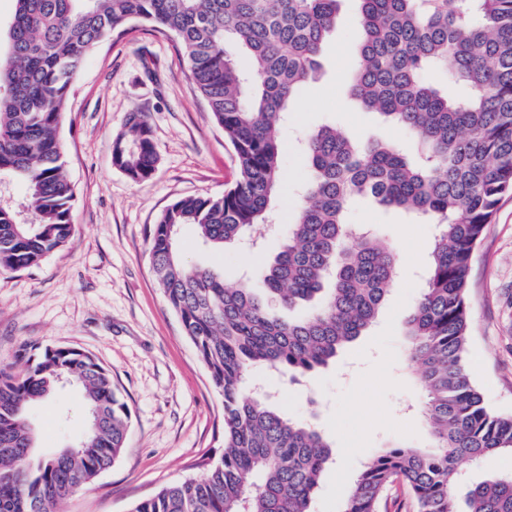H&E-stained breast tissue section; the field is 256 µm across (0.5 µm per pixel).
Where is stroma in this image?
I'll return each mask as SVG.
<instances>
[{"mask_svg":"<svg viewBox=\"0 0 512 512\" xmlns=\"http://www.w3.org/2000/svg\"><path fill=\"white\" fill-rule=\"evenodd\" d=\"M359 11L360 0H340L323 50L324 73L302 88L280 129L283 189L261 246L243 239L218 252L194 226L179 232L184 261L221 266L226 286L246 281L263 294L256 271L280 250L295 219L310 179L305 145L312 131L332 123L356 140L378 135L414 147L404 129L360 111L347 93L344 76L361 40ZM135 112L145 113L159 156L154 175L139 183L112 164L113 141L128 131ZM60 136L75 192V231L38 266L0 272V363H13L26 345L68 346L111 370L131 414L125 446L111 468L69 497L64 512H129L163 485L202 476L199 461L223 453L222 398L157 285L147 232L177 199L222 196L234 179L235 153L173 38L144 22L86 60ZM346 220L372 226L407 256L382 312L325 368L294 380L260 365L249 373L284 416L313 423L332 446L335 460L321 476L312 512H344L363 463L381 449L435 445L404 328L434 227L369 199L353 202ZM467 305V372L492 412L512 416V193L475 251ZM30 421L41 452L78 444L87 428L81 389L61 386L31 409Z\"/></svg>","mask_w":512,"mask_h":512,"instance_id":"obj_1","label":"stroma"}]
</instances>
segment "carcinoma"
I'll return each instance as SVG.
<instances>
[{
	"label": "carcinoma",
	"instance_id": "1",
	"mask_svg": "<svg viewBox=\"0 0 512 512\" xmlns=\"http://www.w3.org/2000/svg\"><path fill=\"white\" fill-rule=\"evenodd\" d=\"M0 32V176L26 187L29 217L0 196V271L39 264L73 236L74 193L59 128L87 57L134 21L171 36L188 76L234 148L237 178L220 197L173 201L148 237L149 258L168 308L223 400L224 453L204 458V477H186L130 512H310L331 445L248 393L250 369L283 375L328 365L374 322L392 287L396 253L345 220L368 196L435 225L424 288L407 316L409 359L427 392L423 414L433 448H385L359 472L345 512H380L401 484L416 512H512V475L448 487L459 464L512 453V417L492 413L472 383L465 351L474 251L502 196L512 192V0H361V44L345 75L365 112L418 135V158L391 141L356 142L333 125L307 141L311 178L282 250L261 271L268 298L224 271L188 264L175 229L191 224L222 247L267 221L281 188L279 128L297 92L321 72L336 29L338 0H14ZM250 57L238 66L234 51ZM428 69L469 89L463 97L423 80ZM116 137L112 164L149 179L158 154L146 116ZM319 300L290 320L278 309ZM25 368L0 367V512H62L65 500L120 457L130 410L112 372L72 347L21 349ZM84 393L91 423L81 445L34 451L32 406L63 381Z\"/></svg>",
	"mask_w": 512,
	"mask_h": 512
}]
</instances>
